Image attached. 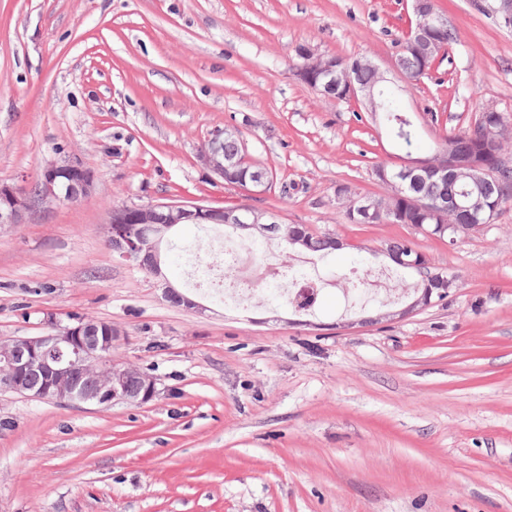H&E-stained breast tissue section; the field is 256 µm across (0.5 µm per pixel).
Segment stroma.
<instances>
[{"instance_id": "stroma-1", "label": "stroma", "mask_w": 512, "mask_h": 512, "mask_svg": "<svg viewBox=\"0 0 512 512\" xmlns=\"http://www.w3.org/2000/svg\"><path fill=\"white\" fill-rule=\"evenodd\" d=\"M435 3L457 42L403 96L425 139L488 110L512 122V27ZM413 19L410 0H0V184L68 156L95 172L87 197L0 228V337L88 315L158 388L108 408L0 393V512H512V201L454 244L350 223L338 188L384 196L377 166L417 152L296 75L303 48L390 70ZM224 127L271 170L262 189L204 165ZM163 202L265 209L343 241L311 260L319 305L230 307L193 287L190 255L225 232L209 224L165 244L196 306L167 301L103 232L114 207ZM394 237L456 285L387 320L416 274L370 302L351 278L393 270Z\"/></svg>"}]
</instances>
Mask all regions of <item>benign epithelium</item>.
<instances>
[{
  "mask_svg": "<svg viewBox=\"0 0 512 512\" xmlns=\"http://www.w3.org/2000/svg\"><path fill=\"white\" fill-rule=\"evenodd\" d=\"M302 80L324 95L344 96L367 101L375 108L373 92L354 84L350 69L336 57L323 58L305 49L299 67ZM236 131H216L208 149L201 155L204 164L218 177L233 176L241 163L235 154L224 153V139ZM467 168V177L488 192L498 184L502 169V152H493L485 163L476 158H462L438 151L426 158L409 159L401 168L376 171L378 179L392 191L419 181L422 175L436 180L456 176ZM94 171L77 158L47 165L37 179L25 189L0 184V227L23 223L25 214L38 204L73 202L87 195L94 184ZM338 195L347 198L351 213L361 224L378 214L377 198L350 196L341 187ZM484 200L472 197L464 204H442L436 214L446 219L461 208L477 215L483 212ZM280 216L272 211L251 207L213 208L199 204L160 203L148 207L120 206L112 209L104 225L105 238L112 250L131 265L149 268L155 277L162 276L161 252L171 229L179 224H235L250 236L269 240ZM44 323L50 332L38 336L0 338V392L22 394L37 400L59 404L73 402L110 407L116 404L143 405L157 395L156 379L136 367L108 356L119 340L121 331L109 326L102 330L93 318H68L63 322L49 314Z\"/></svg>",
  "mask_w": 512,
  "mask_h": 512,
  "instance_id": "obj_1",
  "label": "benign epithelium"
}]
</instances>
